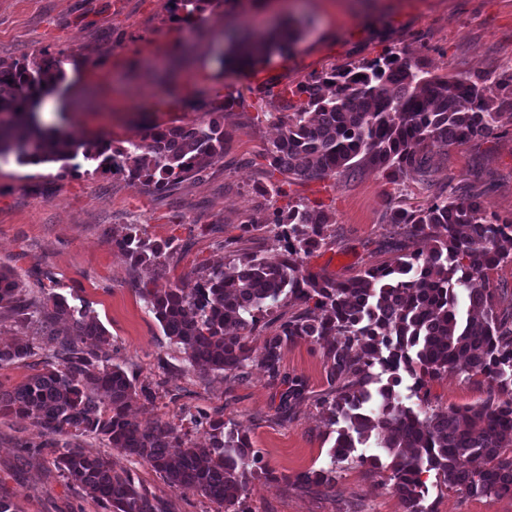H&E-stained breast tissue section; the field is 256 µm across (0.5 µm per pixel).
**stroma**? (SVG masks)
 Listing matches in <instances>:
<instances>
[{
  "mask_svg": "<svg viewBox=\"0 0 512 512\" xmlns=\"http://www.w3.org/2000/svg\"><path fill=\"white\" fill-rule=\"evenodd\" d=\"M203 24L171 17L170 0H0V59L41 50L66 58V97H46L41 113L56 123V105L74 102L66 125L82 143L96 137L113 146L142 136L155 123L185 126L206 118L225 96L227 141L206 176L187 181L173 195L143 181L81 162L20 166L0 162V267L14 271L36 305L52 293L88 307L105 328L102 355L138 383L158 386L156 401L133 402L130 416L142 424L164 421L181 427L192 443L208 440L191 414L223 411L247 434L267 478L249 482L252 512H403L397 496L370 467L344 461L336 487L323 491L297 483L299 474L329 467L336 434L317 403L329 388L323 348L307 341L289 346L282 374L302 379L306 398L292 411L279 407L280 389L259 364L268 334L258 327L244 374L193 371L148 311L138 289L149 271L131 268L112 244L128 225L153 239L176 238L155 279L193 284L201 268L228 261L224 240L241 225L267 214L286 199L262 197L266 153L278 139L277 98H259L248 66L219 64L217 55L247 33H265L290 23L301 32L289 51L273 54L261 68L264 80L293 86L328 66L360 63L391 49L422 60L429 70L481 76L488 85L512 73V0H214ZM432 183L407 176L393 189L375 170L348 180L295 183L289 198L324 203L333 217L332 237L308 265L333 278H346L373 264L393 263L389 207L424 206L457 185H472L483 209L512 215V125L491 140H473L434 151ZM35 342L34 356L0 367V390H10L52 358V347L36 340L33 328L0 309V348ZM492 386L483 378L451 372L427 385L433 409L475 406ZM39 429L20 417H0V498L21 512H103L100 505L53 465ZM89 454H110L115 468L136 472L140 481L168 501L172 512H217L193 490L175 491L147 465L104 441L85 438ZM425 500L436 512H512V496L469 495L425 476Z\"/></svg>",
  "mask_w": 512,
  "mask_h": 512,
  "instance_id": "35a3bbf8",
  "label": "stroma"
}]
</instances>
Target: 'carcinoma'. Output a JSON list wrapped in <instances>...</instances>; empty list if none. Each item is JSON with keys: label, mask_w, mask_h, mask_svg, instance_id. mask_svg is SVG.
<instances>
[{"label": "carcinoma", "mask_w": 512, "mask_h": 512, "mask_svg": "<svg viewBox=\"0 0 512 512\" xmlns=\"http://www.w3.org/2000/svg\"><path fill=\"white\" fill-rule=\"evenodd\" d=\"M183 20L202 21L213 0H171ZM297 35L286 26L248 44L247 57H263ZM65 80L64 61L43 50L9 62L0 60V159L24 165L68 161L77 155L108 166L115 174L141 179L160 193L201 178L212 159L224 152V108L188 127L152 125L145 145L129 141L111 149L100 140L75 144L62 128H45L37 112L41 99ZM257 90L284 101L276 116L280 137L268 150L266 183L270 198L286 195L296 181L354 178L366 168L400 185L413 171L432 180L429 153L494 138L512 121V81L493 88L480 78L438 74L416 58L393 52L383 57L330 67L314 79L274 91ZM283 179L275 178V174ZM388 223L399 229L404 250L395 263H380L337 280L296 263L318 253L330 237L332 217L322 204L299 200L275 209L262 224H244L249 237L274 226L280 257L272 262L259 250H234L220 269H204L193 287L171 284L140 296L180 347L188 362L203 371L237 376L251 362L250 338L261 318L290 304L298 310L275 317L265 338L262 366L272 381L285 386L280 408L289 409L306 393L303 380L281 374L289 346L307 340L325 345L331 388L320 401L329 425L338 426L330 466L297 476L326 491L336 486V466L351 456L356 443L375 440L389 463L359 456L361 463L391 471L390 490L403 512H435L424 504L431 471L450 487L474 495H512V310H502L496 289L477 280L512 261V217L486 214L471 186L456 187L421 208L393 206ZM421 239L427 248L406 251ZM136 268L156 270L175 239L152 241L137 224L113 240ZM20 324H36L53 346L54 362L13 390L0 391V414L19 415L40 428L53 449L52 462L79 483L107 512H169L127 470L103 456L89 455L76 443L93 435L148 464L174 490H193L224 508H242L249 481L267 470L248 469L256 455L249 438L228 426L223 416L190 415L206 420L209 444L198 447L168 422L143 426L127 408L141 399L153 403L158 390L137 387L120 367L99 352L105 329L85 308L53 293L39 308L9 268H0V308ZM63 328L56 329L57 324ZM34 354L31 344L0 349V365ZM414 379L418 397L426 383L458 370L481 376L495 386L481 404L442 410H416L398 387L399 371ZM480 458L484 467L470 462Z\"/></svg>", "instance_id": "cac0c4a2"}]
</instances>
